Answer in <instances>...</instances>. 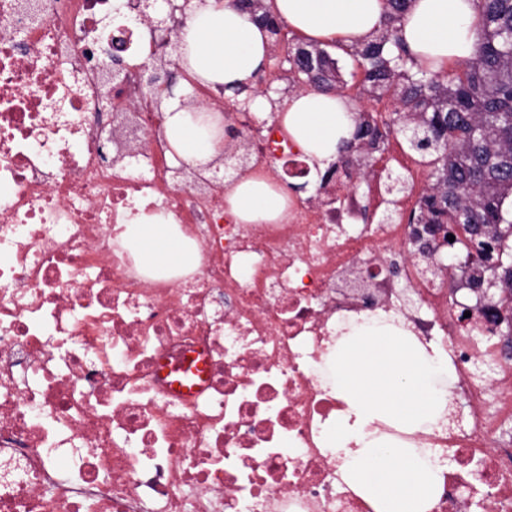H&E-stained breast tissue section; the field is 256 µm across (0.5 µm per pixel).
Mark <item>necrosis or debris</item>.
<instances>
[{
  "label": "necrosis or debris",
  "instance_id": "1",
  "mask_svg": "<svg viewBox=\"0 0 512 512\" xmlns=\"http://www.w3.org/2000/svg\"><path fill=\"white\" fill-rule=\"evenodd\" d=\"M115 15L138 58L166 49L113 0H0V512H373L326 446L344 405L316 371L337 322L392 314L457 377L447 423L413 438L443 469L432 512H512V357L413 254V157L392 156L408 191L389 223H362L385 198L348 180L241 224L223 194L173 185L133 73L112 97L145 143L114 166L98 66ZM238 123L267 180L298 158ZM144 217L179 225L199 270L142 271L117 236ZM198 362L205 385L175 394Z\"/></svg>",
  "mask_w": 512,
  "mask_h": 512
}]
</instances>
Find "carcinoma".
I'll return each mask as SVG.
<instances>
[{
	"label": "carcinoma",
	"instance_id": "carcinoma-1",
	"mask_svg": "<svg viewBox=\"0 0 512 512\" xmlns=\"http://www.w3.org/2000/svg\"><path fill=\"white\" fill-rule=\"evenodd\" d=\"M260 21L271 13L267 0H234ZM480 25L476 50L460 73H443L420 66L400 37V24L411 0H387L383 21L366 39L350 46L361 79L359 96L379 99L393 93V118L378 124L366 112L354 113L353 139L338 163L368 172L389 144L391 133L408 149L432 157L430 184L411 212V224H464L468 233L481 227L471 264L461 280L476 275L512 283V0H475ZM303 53L297 67L300 80L315 74L319 91L344 95L337 61L317 44L297 43L289 55ZM501 250L503 265H487Z\"/></svg>",
	"mask_w": 512,
	"mask_h": 512
}]
</instances>
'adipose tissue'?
Returning a JSON list of instances; mask_svg holds the SVG:
<instances>
[{
  "label": "adipose tissue",
  "mask_w": 512,
  "mask_h": 512,
  "mask_svg": "<svg viewBox=\"0 0 512 512\" xmlns=\"http://www.w3.org/2000/svg\"><path fill=\"white\" fill-rule=\"evenodd\" d=\"M273 13L309 39L352 42L380 26L384 0H274ZM475 23L474 0H413L401 35L415 57L438 69L474 55ZM270 47L266 28L232 0H191V18L179 33V64L192 84L233 87L266 67ZM277 120L312 167L336 158L355 129L349 105L331 92L287 96ZM221 121L220 113L195 114L179 97L169 98L163 128L171 159L195 168L216 159L224 150ZM224 201L242 224L274 223L288 214L287 191L251 175L231 184ZM119 237L144 265L180 273L201 265L198 248L176 225L148 219L125 225ZM336 334L318 376L345 404L327 437L343 480L374 512H432L443 477L429 449L380 435L377 425L432 431L448 412L456 381L447 361L384 319L343 321Z\"/></svg>",
  "instance_id": "obj_1"
}]
</instances>
